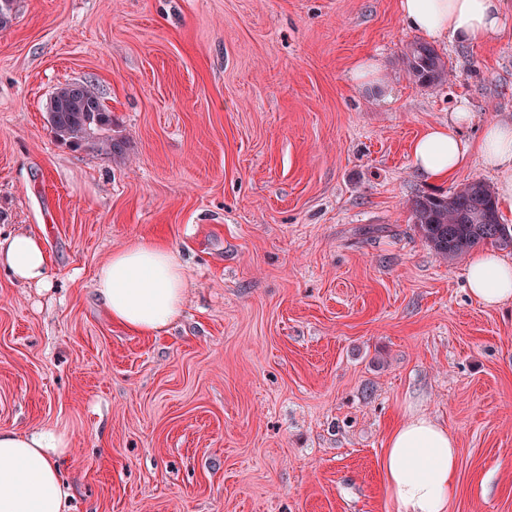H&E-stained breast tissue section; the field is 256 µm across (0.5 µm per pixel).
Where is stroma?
<instances>
[{"mask_svg": "<svg viewBox=\"0 0 512 512\" xmlns=\"http://www.w3.org/2000/svg\"><path fill=\"white\" fill-rule=\"evenodd\" d=\"M399 0H16L0 30V235L43 234L50 286L0 269V429L56 425L72 512H398L381 475L404 405L457 439L449 512H512V304L478 305L415 196L413 141L460 104L512 118L496 42L400 63ZM375 58L381 86L350 78ZM94 83L125 153L54 137L55 88ZM163 236L186 297L161 334L95 292L112 251ZM403 64L410 77L421 85L444 81L448 72L445 63L430 45L416 41L403 55Z\"/></svg>", "mask_w": 512, "mask_h": 512, "instance_id": "stroma-1", "label": "stroma"}]
</instances>
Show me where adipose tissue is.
Returning <instances> with one entry per match:
<instances>
[{"label": "adipose tissue", "mask_w": 512, "mask_h": 512, "mask_svg": "<svg viewBox=\"0 0 512 512\" xmlns=\"http://www.w3.org/2000/svg\"><path fill=\"white\" fill-rule=\"evenodd\" d=\"M507 0H399L405 23L430 41L445 38L481 45L501 36ZM471 112L459 108L444 125L430 127L413 146L419 172L431 183L453 179L470 150L498 176V197L512 211V121L485 125L477 146L460 139ZM50 254L43 235L19 231L0 237V268L19 283L47 287ZM472 298L494 308L512 302V258L493 251L466 262ZM185 271L160 238L113 252L97 271L95 290L113 323L139 336H155L180 315ZM67 430L57 426L0 429V512H70L59 459L70 449ZM459 469L458 444L447 428L413 406H404L390 428L381 458L384 481L399 512H448Z\"/></svg>", "instance_id": "obj_1"}]
</instances>
